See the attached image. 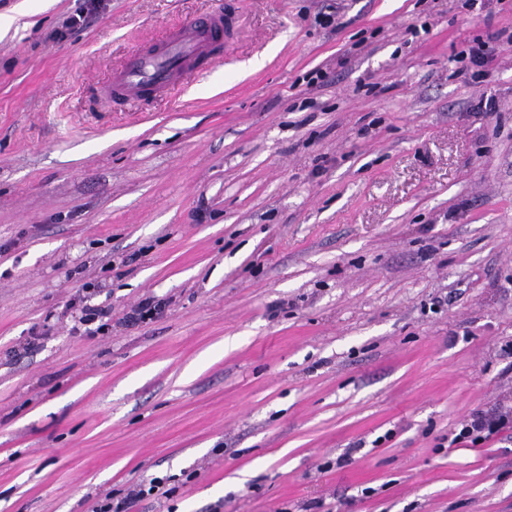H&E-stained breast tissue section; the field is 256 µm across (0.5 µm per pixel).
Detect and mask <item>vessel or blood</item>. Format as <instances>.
Instances as JSON below:
<instances>
[{"label":"vessel or blood","mask_w":512,"mask_h":512,"mask_svg":"<svg viewBox=\"0 0 512 512\" xmlns=\"http://www.w3.org/2000/svg\"><path fill=\"white\" fill-rule=\"evenodd\" d=\"M228 29L222 14L209 23L188 22L166 32L159 49L137 52L113 68L106 91L112 98L136 103L175 92L192 72L206 73L221 57V37Z\"/></svg>","instance_id":"b4317fda"}]
</instances>
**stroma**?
Returning a JSON list of instances; mask_svg holds the SVG:
<instances>
[{
    "instance_id": "1",
    "label": "stroma",
    "mask_w": 512,
    "mask_h": 512,
    "mask_svg": "<svg viewBox=\"0 0 512 512\" xmlns=\"http://www.w3.org/2000/svg\"><path fill=\"white\" fill-rule=\"evenodd\" d=\"M462 3L0 0V512H512V0ZM215 11L207 74L101 97ZM458 55V59L462 63L468 59L467 64L478 67H489L495 61L496 48L490 45L489 42H482L478 43L477 47H470L468 52L463 50ZM166 303L162 300H156L154 297L145 298L140 301L137 306L131 309V312L126 314V321L128 323L144 322L152 319L156 314L162 311ZM505 420V417L488 419L478 416L471 421L470 425L465 426L458 434H455L450 443H463L466 439H469L468 441L472 445H476L489 439L491 435L499 431L503 427ZM155 487L156 485H151L148 490L142 488L138 490L132 489L126 497L118 500L115 505L112 501V497L106 496L105 501L96 509V512H128L136 500L150 494Z\"/></svg>"
}]
</instances>
